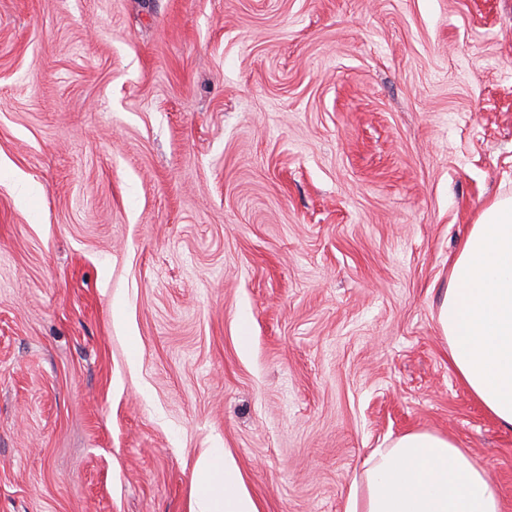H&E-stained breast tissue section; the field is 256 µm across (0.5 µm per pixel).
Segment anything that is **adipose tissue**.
<instances>
[{
  "instance_id": "1",
  "label": "adipose tissue",
  "mask_w": 512,
  "mask_h": 512,
  "mask_svg": "<svg viewBox=\"0 0 512 512\" xmlns=\"http://www.w3.org/2000/svg\"><path fill=\"white\" fill-rule=\"evenodd\" d=\"M448 361L473 397L512 429V197L487 204L461 241L439 305ZM191 512H259L223 448L198 459ZM346 512H502L497 489L448 436L413 430L365 461Z\"/></svg>"
}]
</instances>
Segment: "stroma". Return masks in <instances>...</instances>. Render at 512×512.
Instances as JSON below:
<instances>
[{
  "instance_id": "1",
  "label": "stroma",
  "mask_w": 512,
  "mask_h": 512,
  "mask_svg": "<svg viewBox=\"0 0 512 512\" xmlns=\"http://www.w3.org/2000/svg\"><path fill=\"white\" fill-rule=\"evenodd\" d=\"M499 195L512 0H0V512H190L219 446L345 512L411 430L512 512L437 322Z\"/></svg>"
}]
</instances>
